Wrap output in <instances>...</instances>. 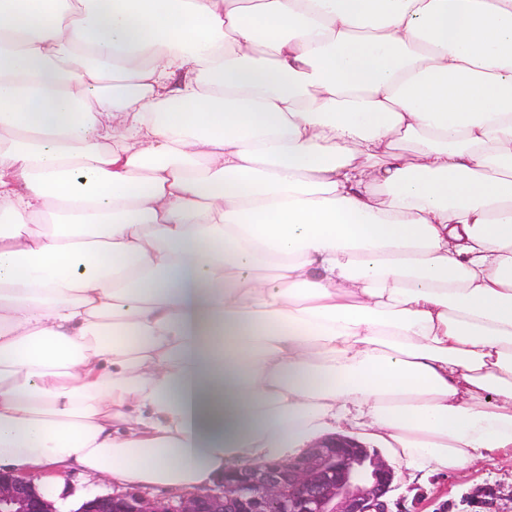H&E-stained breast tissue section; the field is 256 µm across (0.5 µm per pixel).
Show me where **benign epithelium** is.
Wrapping results in <instances>:
<instances>
[{
  "instance_id": "benign-epithelium-1",
  "label": "benign epithelium",
  "mask_w": 512,
  "mask_h": 512,
  "mask_svg": "<svg viewBox=\"0 0 512 512\" xmlns=\"http://www.w3.org/2000/svg\"><path fill=\"white\" fill-rule=\"evenodd\" d=\"M394 470L359 443L329 440L280 461L228 471L211 488L176 499L136 493L99 495L77 512H390ZM486 512H512V489L485 487L466 496ZM0 512H57L33 480L0 470Z\"/></svg>"
}]
</instances>
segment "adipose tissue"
<instances>
[{
  "label": "adipose tissue",
  "instance_id": "1",
  "mask_svg": "<svg viewBox=\"0 0 512 512\" xmlns=\"http://www.w3.org/2000/svg\"><path fill=\"white\" fill-rule=\"evenodd\" d=\"M335 436L512 454V0H0V467Z\"/></svg>",
  "mask_w": 512,
  "mask_h": 512
}]
</instances>
